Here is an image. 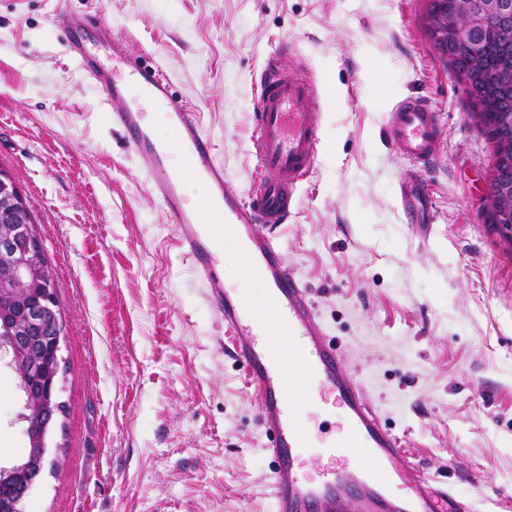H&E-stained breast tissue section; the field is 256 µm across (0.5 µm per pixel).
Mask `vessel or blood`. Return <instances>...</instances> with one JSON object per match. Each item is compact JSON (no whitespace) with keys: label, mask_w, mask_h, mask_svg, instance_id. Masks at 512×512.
I'll return each instance as SVG.
<instances>
[{"label":"vessel or blood","mask_w":512,"mask_h":512,"mask_svg":"<svg viewBox=\"0 0 512 512\" xmlns=\"http://www.w3.org/2000/svg\"><path fill=\"white\" fill-rule=\"evenodd\" d=\"M64 55L108 106L107 120L143 163L175 242L203 297L231 338L232 355L252 388L266 442L272 512H472L454 487L401 460V439L367 399L326 334L307 285L288 267L280 229L297 206L321 145L313 73L264 64L256 94L257 170L248 193L233 188L200 111L179 97L165 68L91 13L57 11ZM163 113L168 142L149 111ZM387 135L403 157L426 164L440 144L437 115L421 100L391 112ZM203 189L190 199L189 185ZM241 248L242 277L266 286L262 301L225 284L224 235ZM334 415L339 436L311 447L309 408Z\"/></svg>","instance_id":"vessel-or-blood-1"}]
</instances>
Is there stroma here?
Segmentation results:
<instances>
[{"instance_id": "obj_1", "label": "stroma", "mask_w": 512, "mask_h": 512, "mask_svg": "<svg viewBox=\"0 0 512 512\" xmlns=\"http://www.w3.org/2000/svg\"><path fill=\"white\" fill-rule=\"evenodd\" d=\"M59 8L159 59L244 193L260 67L313 71L322 149L280 233L285 261L402 457L475 512H512V253L482 180L492 146L433 47L428 0H0V172L33 212L67 361L58 449L24 512H270L244 370L144 169L63 56ZM413 98L442 129L424 166L385 132ZM413 183L432 224L400 205ZM20 410L1 366L4 465L27 447Z\"/></svg>"}]
</instances>
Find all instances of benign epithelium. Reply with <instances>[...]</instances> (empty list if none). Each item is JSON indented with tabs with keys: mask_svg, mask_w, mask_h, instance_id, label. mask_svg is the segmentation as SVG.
Masks as SVG:
<instances>
[{
	"mask_svg": "<svg viewBox=\"0 0 512 512\" xmlns=\"http://www.w3.org/2000/svg\"><path fill=\"white\" fill-rule=\"evenodd\" d=\"M468 10L455 16L434 10L428 17L431 39L442 55L462 63L475 72L483 57L484 42L480 32L490 21L500 25L505 37L512 36V0H467ZM0 184L9 191L12 206L17 210L26 207L18 187L0 173ZM487 201L496 224H512V195L489 189ZM36 245L28 238L18 237L0 226V261L11 265L13 279L0 287L15 292V287L26 288L30 305L19 306L23 312L22 324L0 338V363L9 368L29 366L37 372L36 387L28 394L38 400L43 408L44 421L38 434L28 438L24 457L44 461L50 456L48 436L52 435L60 413V391L63 381V364L60 359V314L53 289L47 287L48 273L34 264L32 255ZM18 494V503L24 504L41 476L23 466L10 473Z\"/></svg>",
	"mask_w": 512,
	"mask_h": 512,
	"instance_id": "7a95c632",
	"label": "benign epithelium"
}]
</instances>
